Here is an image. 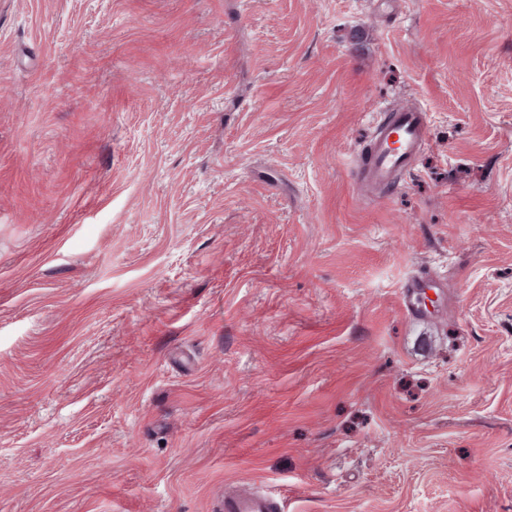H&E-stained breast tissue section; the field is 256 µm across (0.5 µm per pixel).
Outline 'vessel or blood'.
I'll return each mask as SVG.
<instances>
[{
  "label": "vessel or blood",
  "instance_id": "vessel-or-blood-1",
  "mask_svg": "<svg viewBox=\"0 0 512 512\" xmlns=\"http://www.w3.org/2000/svg\"><path fill=\"white\" fill-rule=\"evenodd\" d=\"M428 137L425 111L401 108L385 113L363 165L357 166L358 181L382 189L396 188V177L406 171ZM218 512H279L276 498L257 491L224 493Z\"/></svg>",
  "mask_w": 512,
  "mask_h": 512
}]
</instances>
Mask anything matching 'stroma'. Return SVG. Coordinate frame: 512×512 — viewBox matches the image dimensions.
Returning <instances> with one entry per match:
<instances>
[{
  "instance_id": "1",
  "label": "stroma",
  "mask_w": 512,
  "mask_h": 512,
  "mask_svg": "<svg viewBox=\"0 0 512 512\" xmlns=\"http://www.w3.org/2000/svg\"><path fill=\"white\" fill-rule=\"evenodd\" d=\"M241 485L512 512V0H0V512ZM427 137L425 111L411 107L385 113L363 165L355 169L357 180L381 189L396 188L397 175L411 166Z\"/></svg>"
}]
</instances>
